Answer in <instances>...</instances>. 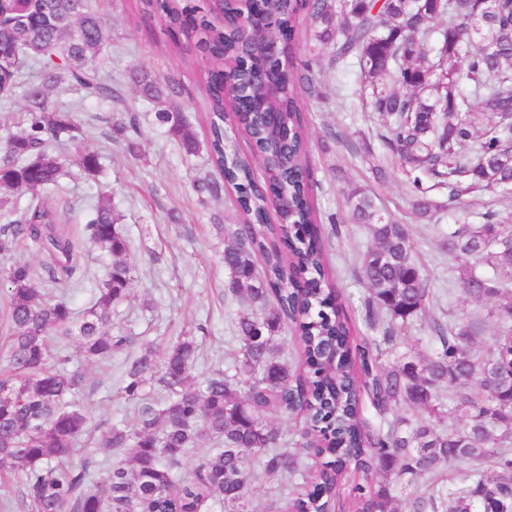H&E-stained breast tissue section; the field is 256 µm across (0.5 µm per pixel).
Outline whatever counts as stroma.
I'll return each mask as SVG.
<instances>
[{"label":"stroma","mask_w":512,"mask_h":512,"mask_svg":"<svg viewBox=\"0 0 512 512\" xmlns=\"http://www.w3.org/2000/svg\"><path fill=\"white\" fill-rule=\"evenodd\" d=\"M92 5L104 14L112 39L111 46L96 60L99 75L122 88L127 103L139 112L142 129L137 153H129L111 129L119 116L117 109L65 84L48 90L56 106L74 109L77 125L74 136H61L51 144L64 165L55 205L67 211L70 224L76 225L99 196H108L122 217L129 260L134 266L127 297L112 308L113 333L131 339L124 351L112 359L87 364L77 357L74 340H54L83 371L78 399L90 417L91 433L80 440L72 465L95 474L125 461L123 453L100 447L99 442L110 426L130 428L135 424L131 406L121 394L128 361L187 331L201 341L195 381H202L215 367L231 366L241 305L224 293V243L227 229L240 223L241 213L237 194L230 187L219 199L199 205L194 184L214 175L206 150L185 154L155 120L158 107L180 108L199 141H206L208 125L199 87L208 66L203 55L196 51L180 53L165 22L143 15L138 0H92ZM138 70L178 83L180 93L160 105L143 101L131 80ZM357 72L353 62L339 69L323 67L321 96L305 106L312 140L311 166L319 182L314 195L320 215L319 237L354 338L368 334L361 305L369 290L359 273V257L371 243L366 229L351 221L346 205L347 194L358 186L373 187L391 216L410 225L416 257L444 308L457 314L485 313L487 302L467 298L455 283L454 261L435 246L439 233L448 225L475 220L483 209V196L452 205L446 192L433 191V199L444 205L437 223L416 220L406 195V176L401 168L391 166L379 138L381 127L363 110L357 97ZM87 148L102 155L103 171L94 179L85 178L78 165L80 152ZM371 157L387 164L384 183L373 181L367 163ZM333 216L340 221L336 233L329 223ZM80 251L82 258L72 278L53 283L43 274L34 282L42 293L68 300L79 316L88 307L109 262L107 255L88 244H81Z\"/></svg>","instance_id":"1"}]
</instances>
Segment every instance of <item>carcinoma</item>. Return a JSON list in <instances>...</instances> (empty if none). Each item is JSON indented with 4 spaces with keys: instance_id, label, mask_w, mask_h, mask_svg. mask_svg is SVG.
<instances>
[{
    "instance_id": "1",
    "label": "carcinoma",
    "mask_w": 512,
    "mask_h": 512,
    "mask_svg": "<svg viewBox=\"0 0 512 512\" xmlns=\"http://www.w3.org/2000/svg\"><path fill=\"white\" fill-rule=\"evenodd\" d=\"M142 12L164 19L177 48L194 46L213 66L203 84L210 109L207 151L221 179L195 186L199 202L236 189L243 223L224 247L226 291L245 304L239 314L234 365L191 384L200 343L178 336L126 365L125 399L136 426L114 425L101 445L128 457L93 482L68 460L89 432L86 410L72 400L83 373L54 349L52 336L74 337L85 360L106 359L130 337L108 330L112 306L133 280L121 216L100 197L83 224L85 242L110 259L106 275L81 320L64 298L50 299L33 286L35 269L15 259L0 270L7 301L0 374V475L17 479L35 512H249L256 468L288 479L299 455L279 446L270 425L279 414L308 422L301 447L314 464L291 507L324 512L351 486L354 512H390L397 489L425 482L411 512H512V225L486 202L477 224H450L438 247L456 263L458 287L476 301L500 298L487 310L494 333L475 343L484 320L448 312L438 303L414 257L409 227L391 218L370 190L347 198L351 219L363 225L372 246L359 271L370 295L364 320L375 336L352 345V328L338 303L325 255L312 226L318 223L310 171L304 97H320V54L315 49L281 65L243 50L239 28L213 24L199 8L179 0H141ZM261 9L295 42L301 11L321 27L315 40L332 47L330 60L359 67L361 93L380 114V135L391 156L413 174L409 200L432 220L441 206L425 180L448 189V203L484 193H512V0H259ZM107 43L106 21L88 0H0V99L23 90L26 111L0 159V257L21 248L46 255L43 269L55 282L71 277L79 244L50 201L60 187L61 158L49 145L76 129L72 115L50 105L47 87L58 81L110 104L124 103L119 88L103 82L94 59ZM236 63L237 94L224 96V60ZM275 66L270 91L256 81ZM139 96L160 102L175 87L146 71L133 74ZM260 145L242 151L224 130V109ZM113 123L131 152L141 130L136 115ZM279 113L282 133L269 131L267 113ZM188 155L199 141L179 111H158ZM79 166L101 172L100 155L85 151ZM30 195L17 219L12 198ZM280 199L279 224L265 223L270 194ZM425 322L429 352L400 351L402 334ZM294 325L303 372L282 359L276 338ZM166 393L145 391L148 380ZM419 411L412 420L398 412ZM206 430L218 447L197 455L186 473L187 449ZM454 467L458 481L444 478ZM375 472L377 477L367 474Z\"/></svg>"
}]
</instances>
